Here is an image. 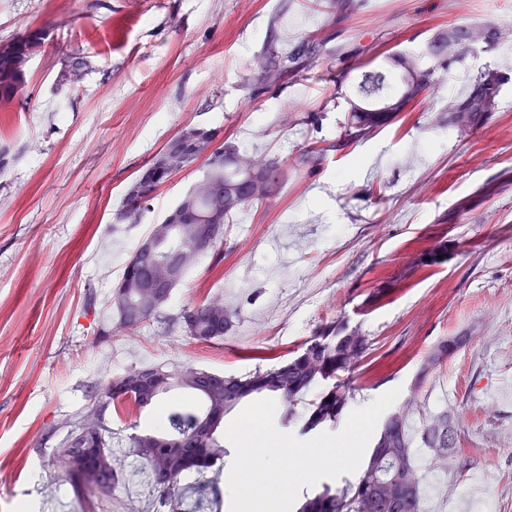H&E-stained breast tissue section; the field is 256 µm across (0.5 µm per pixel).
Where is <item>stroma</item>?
Returning a JSON list of instances; mask_svg holds the SVG:
<instances>
[{
    "mask_svg": "<svg viewBox=\"0 0 512 512\" xmlns=\"http://www.w3.org/2000/svg\"><path fill=\"white\" fill-rule=\"evenodd\" d=\"M465 22L512 29V0H0V43L50 30L0 108V512H153L132 486L130 437L148 418L131 405L104 415L123 473L112 495L78 501L55 465L97 387L142 364L269 367L337 319L370 339L354 409L409 387L441 339L467 337L420 395L458 424L456 463L431 472L424 497L441 488L469 497L468 512H512V83L475 124L446 113L484 65L512 66V42L437 69L432 97L391 124L346 134L363 71ZM272 35L283 49L325 44L300 76L258 91ZM73 49L92 69L55 93ZM186 126L278 160L288 180L225 225L220 258L200 257L160 318L104 333L129 256L200 167L173 176L140 223L114 214ZM214 299L236 307L233 329L192 340L182 308Z\"/></svg>",
    "mask_w": 512,
    "mask_h": 512,
    "instance_id": "stroma-1",
    "label": "stroma"
}]
</instances>
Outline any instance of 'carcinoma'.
I'll return each mask as SVG.
<instances>
[{
    "instance_id": "1",
    "label": "carcinoma",
    "mask_w": 512,
    "mask_h": 512,
    "mask_svg": "<svg viewBox=\"0 0 512 512\" xmlns=\"http://www.w3.org/2000/svg\"><path fill=\"white\" fill-rule=\"evenodd\" d=\"M486 25L458 24L437 33L417 53H394L385 57V64L362 73L356 85L350 111L356 122L351 137L364 136L391 122L393 115L404 112L419 101L423 85L435 83V69L422 67L426 58L440 65H452L469 54V46ZM49 37L45 28L23 34L0 45V102L15 97L25 86L27 70L18 65L20 59H32L42 52ZM324 40L311 38L295 49L285 52L276 43H268L262 53L264 67L257 81L275 85L285 76H296L319 55ZM88 69V61L77 51L70 52L56 75L55 90L76 89L75 78ZM509 82L507 72L496 67V75H473L465 92L450 101L446 111L460 121L475 120L466 103L474 96L488 102L487 111H496L500 91ZM196 156L189 164L203 162L204 175L224 189V199L215 205L208 197L188 189L174 208L186 224H212L217 227L219 241L209 250L219 255L224 239V224L246 207L265 203L276 196L287 180V171L274 160L258 162L238 141L224 140V152L202 159ZM152 180L145 181V184ZM154 184V183H152ZM159 184L141 196L139 204L131 192H126L123 205L116 215L118 224H137ZM163 249L144 256L139 264L127 263L118 283L125 286L124 302L139 313L141 322L156 319L160 312L146 306L147 293L143 285L152 281L161 268L158 264L173 258L182 245L181 237L171 233L162 238ZM198 315L191 322L181 318L183 331L193 340L210 343L224 337L237 317L236 309L224 307L220 318L212 316L204 304H197ZM369 346V337L351 329L341 321L321 325L314 336L304 341L292 356L266 369L240 376L225 375L213 382L211 371L182 362L169 368L142 366L148 374L143 383L128 373L112 377L98 390V404L93 415L110 404L121 401L136 409H151L159 399L173 389H183L197 398L190 403L171 408L162 424L145 427L133 436V447L144 460L156 496V512H182L189 491L199 499L218 496L216 487L203 483L196 487L184 483L190 476L211 473L219 476L224 467V416L243 401L258 395L275 398L282 409L281 420L298 427L299 434L319 432L338 421L353 399L355 388L351 372L362 360ZM455 349H448V340L435 344L420 363L410 384V396L390 414L389 427H378L371 451L357 478L333 490L328 486L314 495H305L296 512H422L423 475L417 464L418 449L426 448L430 455L426 466L430 470L446 471L456 454V424L448 415L426 416L422 425L411 430V416L422 408L419 392L438 366L448 360ZM319 389L316 398L304 403L311 389ZM108 430L87 434L85 427L74 431L65 447L56 451V463L75 496L92 493L110 494L120 484L121 471L115 462L107 439Z\"/></svg>"
}]
</instances>
